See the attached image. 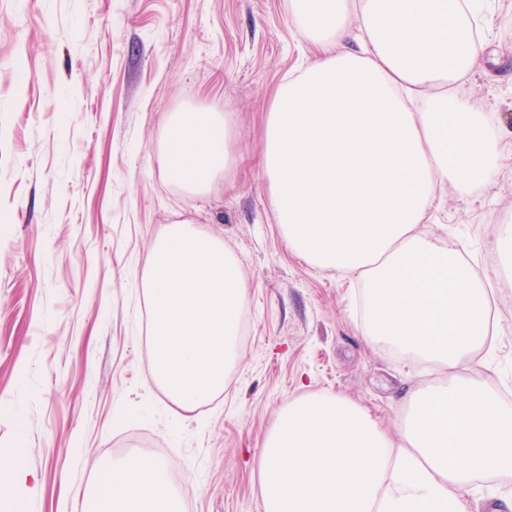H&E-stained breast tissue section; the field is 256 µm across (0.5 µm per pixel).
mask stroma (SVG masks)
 <instances>
[{"label":"stroma","mask_w":512,"mask_h":512,"mask_svg":"<svg viewBox=\"0 0 512 512\" xmlns=\"http://www.w3.org/2000/svg\"><path fill=\"white\" fill-rule=\"evenodd\" d=\"M494 61L465 86L512 139V0H491ZM308 48L289 0H0V457L30 472L0 512H87L102 470L165 466L183 512H263L264 439L288 400L338 394L395 430L414 387L439 380L367 342L335 272L292 253L260 163L278 87ZM234 115L219 187L183 190L161 162L177 112ZM220 237L248 303L237 361L208 403L153 379L142 275L167 225ZM440 246L493 286L495 328L461 376L512 405V156L495 183L434 217Z\"/></svg>","instance_id":"stroma-1"}]
</instances>
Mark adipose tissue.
Masks as SVG:
<instances>
[{"instance_id":"1","label":"adipose tissue","mask_w":512,"mask_h":512,"mask_svg":"<svg viewBox=\"0 0 512 512\" xmlns=\"http://www.w3.org/2000/svg\"><path fill=\"white\" fill-rule=\"evenodd\" d=\"M314 49L266 119L263 168L289 249L363 287L362 333L444 381L408 394L397 435L351 400L303 395L261 453L264 512H471L488 474L512 472V408L458 375L490 331L488 291L423 229L439 194L498 176L504 145L459 85L487 65L482 0H290ZM165 169L192 193L229 167L233 115L184 112ZM95 512H179L161 463L135 455L100 475Z\"/></svg>"}]
</instances>
